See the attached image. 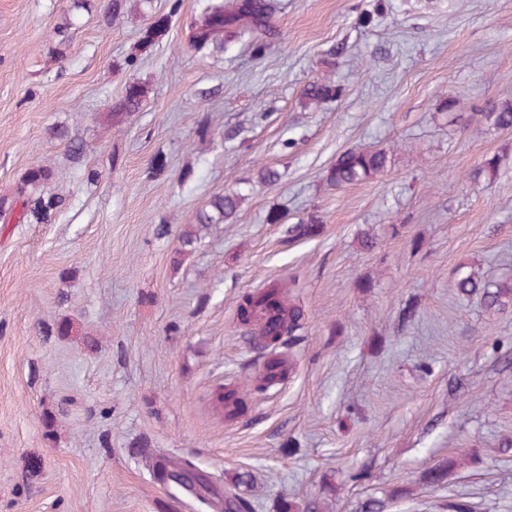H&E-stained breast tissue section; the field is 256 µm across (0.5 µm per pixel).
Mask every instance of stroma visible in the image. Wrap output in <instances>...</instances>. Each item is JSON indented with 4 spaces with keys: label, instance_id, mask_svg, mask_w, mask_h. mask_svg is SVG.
Returning a JSON list of instances; mask_svg holds the SVG:
<instances>
[{
    "label": "stroma",
    "instance_id": "obj_1",
    "mask_svg": "<svg viewBox=\"0 0 512 512\" xmlns=\"http://www.w3.org/2000/svg\"><path fill=\"white\" fill-rule=\"evenodd\" d=\"M71 5L0 0V199L45 164L32 195L66 200L0 223V512H224L235 486L253 512H512V307L454 286L512 279V131L476 117L512 100V0H271L261 46L206 54L188 44L202 0ZM152 11L171 23L143 50ZM321 80L339 95L308 103ZM133 81L143 107L114 122ZM385 145L383 175L325 180L341 153ZM225 192L236 215L180 253ZM313 212L321 234L289 240ZM272 279L305 320L294 371L260 392L237 308Z\"/></svg>",
    "mask_w": 512,
    "mask_h": 512
}]
</instances>
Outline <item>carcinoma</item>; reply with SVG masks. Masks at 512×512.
I'll return each instance as SVG.
<instances>
[{
  "instance_id": "carcinoma-1",
  "label": "carcinoma",
  "mask_w": 512,
  "mask_h": 512,
  "mask_svg": "<svg viewBox=\"0 0 512 512\" xmlns=\"http://www.w3.org/2000/svg\"><path fill=\"white\" fill-rule=\"evenodd\" d=\"M247 19L250 24L251 35L254 41L261 40V36L271 33V10L266 0H239V2L224 6V0H206L200 20L191 26L190 47L203 51L212 49L220 51L224 48V39L235 38L242 35L239 31V22ZM169 28V15H150V22L141 31L140 47L146 48L154 45L167 33ZM339 94V89L330 83H313L305 90V96L310 101L320 102L333 98ZM146 98L144 87L136 82L129 83L125 88L124 96L115 104L114 110L120 114L137 112ZM484 117L493 122L501 130L512 129V102H502L489 108ZM54 138L66 142L70 155L78 159L83 152L81 143L71 138L65 127L55 128L52 131ZM388 151L384 148H371L362 150H348L340 154L334 164L325 172V179L337 187L354 185L367 179L374 178L387 168ZM53 177V170L47 166L35 165L29 169L25 183L17 191V197L9 203L1 202L9 215L16 216V223H46L53 213L64 205L60 197L49 196L31 198L26 194L29 186L42 185ZM240 199L235 193H224L211 198L208 205L197 215V224H222L230 220L239 207ZM322 220L312 214L307 220L300 221L288 227V236L291 239H312L321 232ZM278 282H268L260 285L248 293L246 306L243 312L246 319H251L250 310L257 300L266 293L281 290ZM455 288L463 295H471L482 290L481 299L486 308L501 311L512 304V281L481 283L470 276H462L455 282ZM303 313L293 303H288V320L277 336L293 338L303 328Z\"/></svg>"
}]
</instances>
